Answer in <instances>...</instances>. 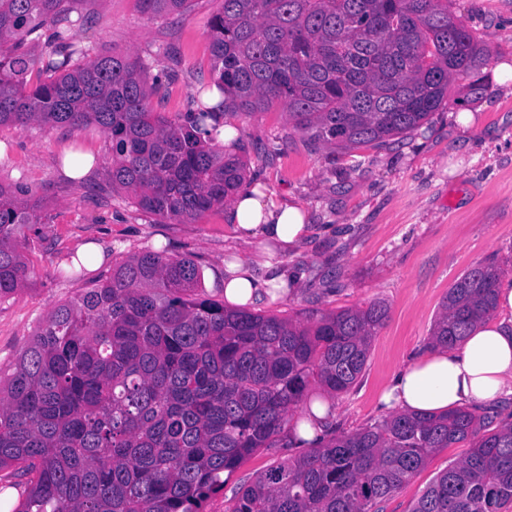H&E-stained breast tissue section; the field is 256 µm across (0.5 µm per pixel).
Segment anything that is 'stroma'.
Masks as SVG:
<instances>
[{
    "label": "stroma",
    "mask_w": 512,
    "mask_h": 512,
    "mask_svg": "<svg viewBox=\"0 0 512 512\" xmlns=\"http://www.w3.org/2000/svg\"><path fill=\"white\" fill-rule=\"evenodd\" d=\"M488 49L480 66L487 90L468 99V80L456 78L450 104L428 123L389 145L354 151L310 149L291 129L282 106L237 112L247 163L246 185L304 207L310 233L283 265L292 285L276 300L261 298L252 311L306 321L342 308L384 302L389 317L373 337L358 383L332 398L336 433L355 432L386 417L381 395L392 375L431 349V330L449 287L477 263H491L512 282V80L500 84L497 68L512 67V0H448ZM221 0H194L166 19L143 14L137 0H80L88 24L74 35L94 51L140 57L148 74L174 70L154 100L155 111L175 120L187 112L200 84L210 82L209 17ZM277 144V155L264 148ZM89 150L98 162L90 178L63 173L67 150ZM0 184L21 183L42 198L41 221L26 233L24 253L35 278L0 302V371L9 372L39 322L58 304L81 293L90 278L116 261L147 250L192 257L202 292L220 300L224 262L250 253L228 224L225 208L195 220L160 219L136 206L108 176L109 140L95 126L77 130L44 126L0 127ZM98 245L101 264L87 276L69 273L77 252ZM469 451L461 442L442 449L380 512H410L432 478ZM299 448L276 444L244 460L205 512H229L241 487L270 466L298 457Z\"/></svg>",
    "instance_id": "obj_1"
}]
</instances>
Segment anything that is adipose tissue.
Returning a JSON list of instances; mask_svg holds the SVG:
<instances>
[{
	"instance_id": "obj_1",
	"label": "adipose tissue",
	"mask_w": 512,
	"mask_h": 512,
	"mask_svg": "<svg viewBox=\"0 0 512 512\" xmlns=\"http://www.w3.org/2000/svg\"><path fill=\"white\" fill-rule=\"evenodd\" d=\"M237 239L253 245L254 254L225 265L226 302L242 306L269 293L284 278L272 246L293 249L309 232L301 206L281 202L260 187L239 192L228 205ZM268 271L266 278L257 268ZM512 397V325L503 320L479 322L459 346L423 354L392 377L383 396L400 413H442L484 406Z\"/></svg>"
}]
</instances>
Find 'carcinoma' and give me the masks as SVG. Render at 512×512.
Here are the masks:
<instances>
[{
  "label": "carcinoma",
  "instance_id": "obj_1",
  "mask_svg": "<svg viewBox=\"0 0 512 512\" xmlns=\"http://www.w3.org/2000/svg\"><path fill=\"white\" fill-rule=\"evenodd\" d=\"M80 0H0V126H97L112 186L161 219L224 205L246 162L211 145L213 91L244 112L284 105L310 144L376 147L448 107V87L485 48L448 0H223L208 21L214 84L178 124L152 106L169 72L147 82L130 55L93 54L73 37ZM166 16L191 0H138ZM39 78L28 79L33 69ZM41 204L0 184V301L28 285L25 230ZM501 271L467 269L448 289L432 346L464 343L496 308ZM190 257L134 254L57 305L0 377V471L13 512H204L232 474L285 432L311 385L351 388L388 318L372 302L302 323L202 296ZM489 414L393 413L272 467L230 512H379L443 448L470 439L411 512H512V423Z\"/></svg>",
  "mask_w": 512,
  "mask_h": 512
}]
</instances>
